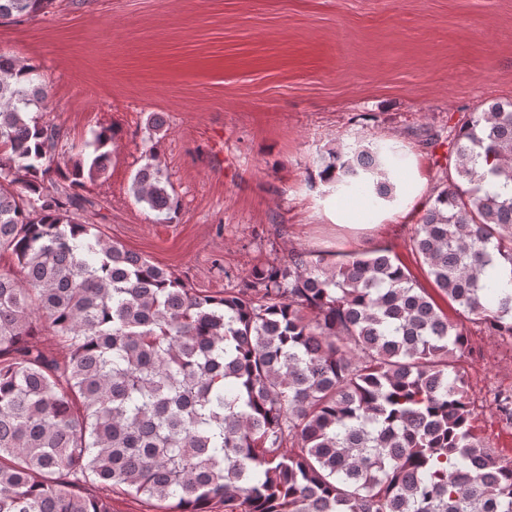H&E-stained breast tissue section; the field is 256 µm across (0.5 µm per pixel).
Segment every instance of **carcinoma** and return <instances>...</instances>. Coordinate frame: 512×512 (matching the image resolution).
Returning a JSON list of instances; mask_svg holds the SVG:
<instances>
[{
    "mask_svg": "<svg viewBox=\"0 0 512 512\" xmlns=\"http://www.w3.org/2000/svg\"><path fill=\"white\" fill-rule=\"evenodd\" d=\"M53 0H0V24ZM50 86L0 51V512H112L89 481L164 512H512V460L475 436L451 322L388 244L254 266L240 288L197 292L104 239L81 190L105 177L117 135L76 159L37 113ZM454 174L411 239L458 315L512 337V102L455 126ZM393 194L383 147L331 152L319 176ZM158 165L138 202L177 209ZM48 328L61 360L40 344ZM294 448L286 451L284 444Z\"/></svg>",
    "mask_w": 512,
    "mask_h": 512,
    "instance_id": "1",
    "label": "carcinoma"
}]
</instances>
